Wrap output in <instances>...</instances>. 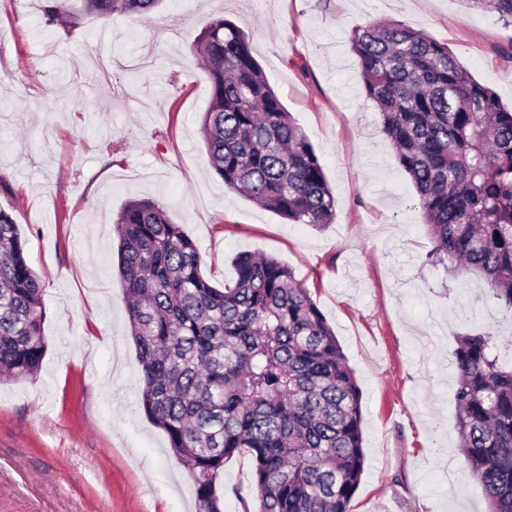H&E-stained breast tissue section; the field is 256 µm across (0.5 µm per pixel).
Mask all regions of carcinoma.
<instances>
[{
    "label": "carcinoma",
    "mask_w": 512,
    "mask_h": 512,
    "mask_svg": "<svg viewBox=\"0 0 512 512\" xmlns=\"http://www.w3.org/2000/svg\"><path fill=\"white\" fill-rule=\"evenodd\" d=\"M71 0H52L55 24ZM107 19H147L160 0H81ZM512 23V0H463ZM363 92L416 190L431 262L471 275L512 313V110L448 45L389 21L350 39ZM212 94L201 133L224 186L301 224L332 223L335 199L306 135L252 56L246 36L211 19L189 48ZM119 275L141 366V403L196 488V512H223L224 461L248 455L259 512H350L364 467L360 389L336 335L292 270L243 254L224 288L166 210L128 202L117 215ZM43 285L20 225L0 208V377L37 375L45 356ZM490 328L452 352L457 429L490 512H512V366Z\"/></svg>",
    "instance_id": "1"
}]
</instances>
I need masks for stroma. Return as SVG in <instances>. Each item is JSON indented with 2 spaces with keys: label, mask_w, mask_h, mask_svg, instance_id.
I'll return each instance as SVG.
<instances>
[{
  "label": "stroma",
  "mask_w": 512,
  "mask_h": 512,
  "mask_svg": "<svg viewBox=\"0 0 512 512\" xmlns=\"http://www.w3.org/2000/svg\"><path fill=\"white\" fill-rule=\"evenodd\" d=\"M0 0V208L43 280L40 372L0 382V512H195V486L141 405L113 222L150 199L181 224L214 287L243 253L307 288L361 390L364 468L352 512H489L458 450L457 334L508 314L429 259L413 186L381 134L350 49L396 20L446 42L512 107V24L462 0H163L154 20ZM233 22L313 145L336 200L324 228L225 188L200 132L211 84L188 49ZM254 462L224 463V512H257Z\"/></svg>",
  "instance_id": "35a3bbf8"
}]
</instances>
